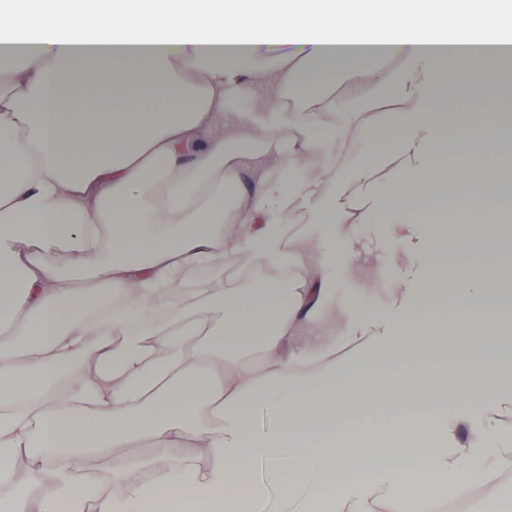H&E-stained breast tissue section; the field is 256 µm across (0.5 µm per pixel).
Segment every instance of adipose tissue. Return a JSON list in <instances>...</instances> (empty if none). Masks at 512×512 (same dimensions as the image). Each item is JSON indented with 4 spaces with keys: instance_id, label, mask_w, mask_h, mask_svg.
<instances>
[{
    "instance_id": "adipose-tissue-1",
    "label": "adipose tissue",
    "mask_w": 512,
    "mask_h": 512,
    "mask_svg": "<svg viewBox=\"0 0 512 512\" xmlns=\"http://www.w3.org/2000/svg\"><path fill=\"white\" fill-rule=\"evenodd\" d=\"M502 0H13L0 9V512H147L162 500L249 503L255 462L307 512H440L512 474V342L431 345L452 297L458 335L496 334L512 300L500 266H429L385 307L337 302L356 225L383 219L409 255L439 185L492 201L512 152L499 124L512 57ZM280 51L261 65L269 43ZM71 63L69 77L59 72ZM345 77L350 100L333 95ZM478 92L486 112H451ZM264 115L247 109L257 95ZM298 132L281 134V112ZM267 131L253 143L256 125ZM478 131L450 152L447 132ZM363 144L347 167L331 154ZM453 153L449 166L435 157ZM321 155L316 176L303 159ZM480 164H473V157ZM321 226L292 235L289 223ZM298 267L294 287L212 288L185 317L187 269L223 278L235 252ZM62 252L66 266L51 263ZM358 358H345L347 348ZM457 390L458 413L433 390ZM393 403L383 425L347 405ZM277 418L252 427L256 408ZM496 438L493 450L484 441ZM153 441L135 462L125 449ZM189 446L191 456L177 455ZM106 457L121 497L80 477ZM50 483H43V474Z\"/></svg>"
}]
</instances>
